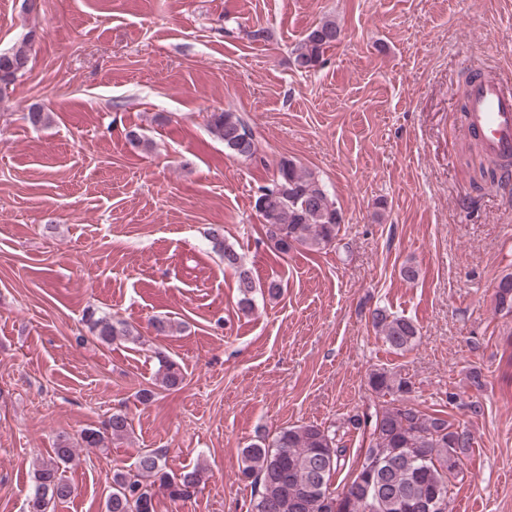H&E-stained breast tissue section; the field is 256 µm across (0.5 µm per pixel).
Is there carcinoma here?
Wrapping results in <instances>:
<instances>
[{"instance_id": "cac0c4a2", "label": "carcinoma", "mask_w": 512, "mask_h": 512, "mask_svg": "<svg viewBox=\"0 0 512 512\" xmlns=\"http://www.w3.org/2000/svg\"><path fill=\"white\" fill-rule=\"evenodd\" d=\"M340 34L342 30L332 20L313 28L297 48V67L304 71L318 67L325 49L338 42ZM29 63L25 41L11 52L0 54V95L28 71ZM207 125L231 156L245 160L257 156L258 143L238 113L212 112ZM482 173L493 184L512 183L509 165L491 160ZM255 209L266 224L271 248L282 254L298 247L322 250L336 241L342 224V214L325 186L312 172L288 158L278 162L271 185L260 189ZM211 239L224 266L237 275L241 309H252L257 285L250 271L241 256L224 244L219 230L211 231ZM496 301L501 309L512 311V275L500 280ZM88 322L104 342L132 336L125 322L107 316L97 318L93 311ZM369 323L395 351L407 350L418 334L412 321L381 307L370 311ZM159 362L163 385L176 387L182 383L176 362L166 357ZM369 385L382 396L410 392L406 379L387 371L371 373ZM347 424L355 430L369 425L371 432L359 469L340 493L331 491V481L347 464V448L342 438L325 427H288L270 441L261 437L245 448L241 478L258 487L252 512H427L433 502L439 504L436 512H449L448 485L457 470L450 468L448 460L469 454L473 447L469 430L403 399L382 406L372 421L354 414ZM130 431L128 415L116 412L101 427L84 430L81 443L86 448H105L108 442L123 439ZM73 453L70 443L62 441L54 455L40 463L28 512H50L55 501L71 497L72 486L62 477L60 467L72 459ZM134 467L133 472L118 469L112 473L106 512H155L153 488L180 500L208 480L206 469L200 465L169 473L162 455L155 451L139 452Z\"/></svg>"}]
</instances>
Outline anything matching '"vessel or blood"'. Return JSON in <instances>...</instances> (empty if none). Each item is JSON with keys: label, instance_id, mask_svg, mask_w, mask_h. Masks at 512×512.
<instances>
[{"label": "vessel or blood", "instance_id": "b4317fda", "mask_svg": "<svg viewBox=\"0 0 512 512\" xmlns=\"http://www.w3.org/2000/svg\"><path fill=\"white\" fill-rule=\"evenodd\" d=\"M467 109V131L481 138L487 157L512 160V87L481 79L469 89Z\"/></svg>", "mask_w": 512, "mask_h": 512}]
</instances>
